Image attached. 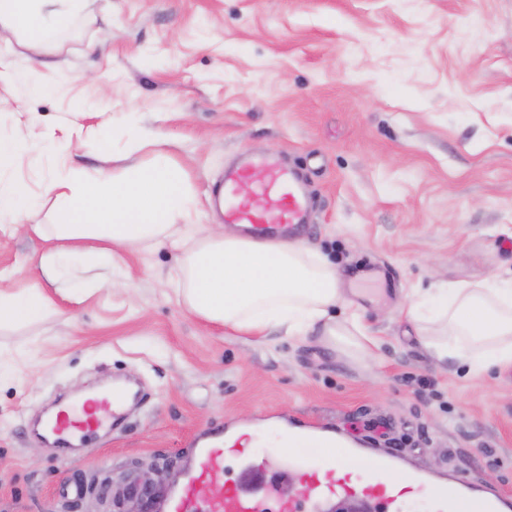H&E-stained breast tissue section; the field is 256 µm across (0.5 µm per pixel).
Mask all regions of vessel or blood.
I'll list each match as a JSON object with an SVG mask.
<instances>
[{"label": "vessel or blood", "instance_id": "b4317fda", "mask_svg": "<svg viewBox=\"0 0 512 512\" xmlns=\"http://www.w3.org/2000/svg\"><path fill=\"white\" fill-rule=\"evenodd\" d=\"M253 188L252 199H242L241 184ZM306 198L294 172L277 160L249 159L224 178V221L241 225L260 240L275 235L295 236L304 224ZM134 393L130 388L113 391L97 401L95 408L74 415L59 411L52 433L60 445H67L73 432L96 433L111 413L120 420ZM258 439L255 429L237 425L219 434H207L198 442L194 465L186 480L168 498L155 505L156 512H334L348 507L352 512H389L409 499L426 500L430 512H512V498L481 488L456 473L429 474L410 466L392 451H376L346 444L360 468L369 472L366 480H351L340 468L320 464L310 455L292 452L282 457L280 467L265 458L242 460L238 482L230 487L217 481L224 457L236 451L240 437ZM301 471L303 483L294 499L278 498V484L289 469Z\"/></svg>", "mask_w": 512, "mask_h": 512}]
</instances>
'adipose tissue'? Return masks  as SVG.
<instances>
[{
  "label": "adipose tissue",
  "mask_w": 512,
  "mask_h": 512,
  "mask_svg": "<svg viewBox=\"0 0 512 512\" xmlns=\"http://www.w3.org/2000/svg\"><path fill=\"white\" fill-rule=\"evenodd\" d=\"M85 0H0V30L34 53L21 69L33 76L35 54L69 29ZM55 221L31 225L51 246L38 266L49 280L70 262L112 270L126 248L167 244L178 252L171 271L178 303L194 317L238 333L264 335L283 329L304 340L319 332L329 344H345L360 356L373 355L376 340L363 313L343 305L338 270L299 241H258L220 224L192 221L195 198L187 174L170 156L153 151L150 161L119 173L61 168L46 184ZM440 325V338L427 341L435 361L452 358L477 372L512 365V278L425 290ZM52 298L37 289H0V332L47 319Z\"/></svg>",
  "instance_id": "1"
}]
</instances>
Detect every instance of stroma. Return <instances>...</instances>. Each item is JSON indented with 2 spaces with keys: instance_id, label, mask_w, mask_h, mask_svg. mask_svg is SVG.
<instances>
[{
  "instance_id": "obj_1",
  "label": "stroma",
  "mask_w": 512,
  "mask_h": 512,
  "mask_svg": "<svg viewBox=\"0 0 512 512\" xmlns=\"http://www.w3.org/2000/svg\"><path fill=\"white\" fill-rule=\"evenodd\" d=\"M31 95L0 81V138L25 153L31 224H50L45 182L125 167L127 130L187 173L196 223L243 153L302 169L315 202L302 242L332 262L365 312L377 355L319 335L245 336L179 306L168 246L128 249L111 279L81 265L61 284L35 272L45 241L0 231V289L57 299L48 320L0 334V512H110L129 472L184 481L195 440L225 423L297 418L454 470L512 498V366L469 375L435 363L409 309L437 281L512 275V0H88L46 54ZM141 383L140 409L68 455L34 430L77 391Z\"/></svg>"
}]
</instances>
